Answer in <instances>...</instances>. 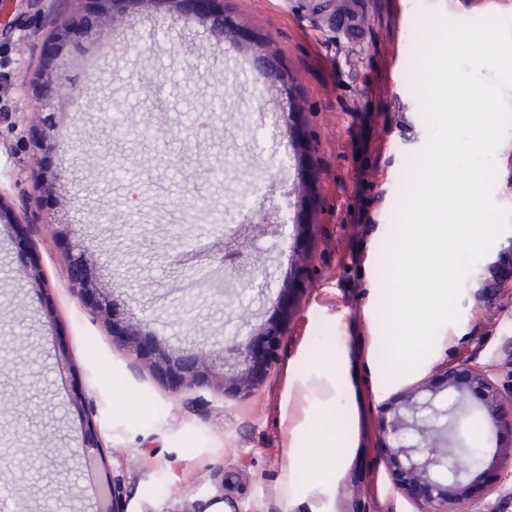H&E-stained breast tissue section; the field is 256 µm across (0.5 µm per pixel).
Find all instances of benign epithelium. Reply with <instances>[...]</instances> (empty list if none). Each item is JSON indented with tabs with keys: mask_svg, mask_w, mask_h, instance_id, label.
I'll return each instance as SVG.
<instances>
[{
	"mask_svg": "<svg viewBox=\"0 0 512 512\" xmlns=\"http://www.w3.org/2000/svg\"><path fill=\"white\" fill-rule=\"evenodd\" d=\"M133 0H106L112 20L132 18ZM174 11L185 18H207L209 35L224 40V0H170ZM254 66L264 77L278 72V57L262 51L254 56ZM75 90L71 76L57 71L46 76L40 85L42 99L52 100L64 90ZM62 232L75 239L71 281L82 296L93 300L99 311L111 322L118 343L144 360L163 382L179 389L209 386L218 390L231 384L240 389L251 388L262 381L273 357L271 333L250 335L220 350L192 346L174 347L162 341L144 319L133 316L121 295L98 286L96 264L81 240L78 224H66ZM478 397L489 438H498L504 424L506 402L492 384L488 371L461 363L449 370L441 385L423 380L410 387L390 407L389 431L383 437V448L394 459L398 471L406 479H397L405 493L417 498L422 512H468L469 501L477 489L478 470L485 455L470 453L453 444L454 429L460 414L471 408ZM83 438L73 456L80 460L83 473L100 472L98 439L92 422L82 420ZM25 460L16 456L0 458V475L16 482L26 478ZM97 512H124L115 491L99 498Z\"/></svg>",
	"mask_w": 512,
	"mask_h": 512,
	"instance_id": "benign-epithelium-1",
	"label": "benign epithelium"
}]
</instances>
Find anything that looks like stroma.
Segmentation results:
<instances>
[{
    "label": "stroma",
    "mask_w": 512,
    "mask_h": 512,
    "mask_svg": "<svg viewBox=\"0 0 512 512\" xmlns=\"http://www.w3.org/2000/svg\"><path fill=\"white\" fill-rule=\"evenodd\" d=\"M50 8L74 27L93 18L97 35L55 47L36 27ZM339 9L370 21L359 53L324 23ZM433 10L512 19V0H224L225 17L281 54L282 87L241 68L233 41L215 42L166 0H141L131 21L109 26L98 0H0V203L19 222L14 232L0 225V337L22 364L0 371V455L32 464L0 512H94V496L59 490L84 480L64 454L82 440L76 415L57 406L69 394L95 426L125 512H421L382 446L387 404L463 360L512 388V291L492 279L512 253V227L468 274L457 319L420 365L397 376L379 360L388 251L409 166L428 140L417 79ZM61 67L81 90L63 98L66 136L44 151L34 146L38 88ZM287 96L302 106L303 189L288 181L298 163L270 121ZM216 98L222 111L210 109ZM54 171L64 186L40 192ZM302 202L312 217L304 233ZM74 222L87 227L102 286L121 289L173 345H221L276 323L264 379L247 391L169 388L72 287L74 242L61 227ZM33 265L38 289L24 277ZM344 353L367 388L356 425L336 370ZM320 434L333 463L296 467L294 449ZM482 483L472 512H512V458Z\"/></svg>",
    "instance_id": "obj_1"
}]
</instances>
